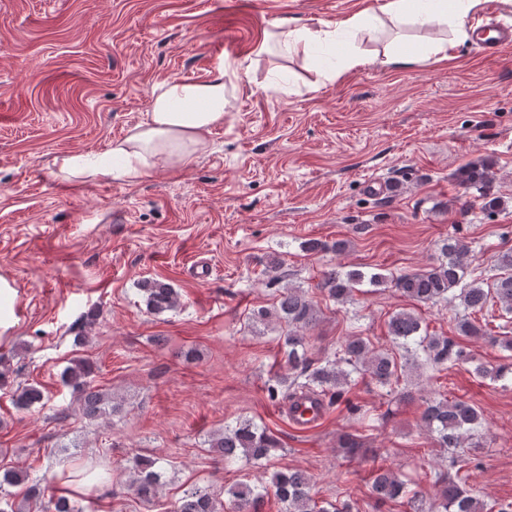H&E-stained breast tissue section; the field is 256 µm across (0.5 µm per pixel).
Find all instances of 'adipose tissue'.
Returning a JSON list of instances; mask_svg holds the SVG:
<instances>
[{"label":"adipose tissue","instance_id":"obj_1","mask_svg":"<svg viewBox=\"0 0 512 512\" xmlns=\"http://www.w3.org/2000/svg\"><path fill=\"white\" fill-rule=\"evenodd\" d=\"M482 0H384L380 12L399 29L431 30L449 26L454 39H469L474 31ZM378 33L369 11H362L333 26L313 29L305 25L280 24L267 33L258 53L277 49L282 53L329 48L345 36L376 38ZM450 41L438 40L411 49L404 44L387 45L382 54L373 55L359 48L347 50L337 61L324 67L326 80L370 64L406 67L418 63L434 64L448 58ZM227 74L223 64H215L201 81L165 79L151 89V106L144 118L120 138L109 142L100 153L74 154L58 160L61 179L93 181L108 176L136 182L152 173L179 168L205 153L208 134L224 124V90Z\"/></svg>","mask_w":512,"mask_h":512}]
</instances>
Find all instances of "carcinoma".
I'll return each instance as SVG.
<instances>
[{"mask_svg":"<svg viewBox=\"0 0 512 512\" xmlns=\"http://www.w3.org/2000/svg\"><path fill=\"white\" fill-rule=\"evenodd\" d=\"M458 182L465 188L477 187L489 179V164L484 160L470 162L458 171ZM347 243L333 244L319 240L304 243L308 252L345 250ZM468 262V247L457 238L450 237L441 247L439 263L425 271L388 277L380 272L359 269L341 271L329 268L322 273L321 286L328 297L336 303L345 304L352 299L353 292L367 283L372 286L388 284L402 296L419 303L455 302L465 314L456 319V330L467 338H484L490 343L512 350V336H493L471 319L490 304L500 306L505 315L512 314V251L497 256L500 274L492 284H484L471 276ZM146 309L161 313L177 308L179 295L169 284L160 280H146L141 284ZM275 318L281 325L279 335L280 352L287 370L295 377L281 375L276 383L268 387L270 396L281 390L289 397L297 398L313 394L321 399L334 401L341 397L344 387L353 379L369 378L378 386L392 393L400 385L402 364L400 359L408 355H424L426 361L439 368L450 363L471 361L469 353L445 336H434L422 328L418 316L407 311L394 313L387 323V336L391 348L374 350L360 336L348 337L333 355L314 362L307 356L305 331L317 321V311L306 293L298 288L279 290L277 301L270 308H259L251 319ZM481 378L493 382L512 381V365L487 368L483 364L474 366ZM90 368L83 360H76L67 368L63 383L78 393V411L88 420L118 412L122 404L107 394L96 390L87 381ZM41 389L30 385L21 389L15 398L20 409L29 408L43 401ZM424 428L433 435L441 448L452 451L465 447V442L481 440L486 427L481 413L462 400L429 398L424 401L422 414ZM210 447L220 452L224 460L244 458L261 461L272 450L279 447L278 439L266 428L251 421L227 426L224 432L210 441ZM165 462L159 458H143L136 461L135 477L129 484L137 497L151 501L162 486L161 477ZM28 484L21 503L11 499L8 486ZM281 504L282 512H352V506L329 503L320 505L311 495V477L299 470H281L271 480V488L261 490L244 483L227 490L231 496L232 512H257V505L268 490ZM404 493V482L389 469L380 467L373 473L371 494L376 506L398 499ZM43 493L38 484L29 483V474L23 470H6L0 474V512H83L78 501L68 496L50 497L42 501ZM413 512H512V501H489L476 497L466 480L458 476L448 478L438 498L427 505L418 496L410 499ZM224 503L209 488H194L182 496L174 505L173 512H221Z\"/></svg>","mask_w":512,"mask_h":512,"instance_id":"cac0c4a2","label":"carcinoma"}]
</instances>
